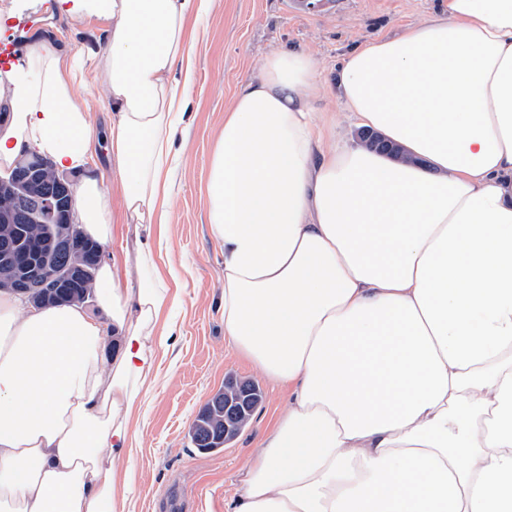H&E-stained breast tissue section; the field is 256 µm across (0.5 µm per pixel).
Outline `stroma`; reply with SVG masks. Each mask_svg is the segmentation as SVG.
<instances>
[{"mask_svg": "<svg viewBox=\"0 0 512 512\" xmlns=\"http://www.w3.org/2000/svg\"><path fill=\"white\" fill-rule=\"evenodd\" d=\"M51 0H0V40L17 34L18 60L0 69V86L31 67L28 46L46 37L74 49L104 45L103 26L80 22ZM438 0H325L308 8L304 0H214L198 24L195 81L188 89L190 111L179 138L185 143L170 222L162 228L161 268L178 274V301L166 318L175 327L167 353L159 354L157 380L138 420L129 462L135 474L133 512H224L242 470L256 454L263 433L284 409L288 392L269 381L245 355L224 344V258L209 234L204 183L211 149L224 127V111L238 85L252 75L267 52L294 46L318 62L328 86L314 103L332 113L336 133L355 142L357 129L329 83L353 45L392 37L429 18ZM26 19L28 31L13 24ZM78 95L91 121L105 127L111 103L102 71L87 68ZM249 378L263 391L262 404L234 442L214 453L193 448L189 430L202 406L228 374Z\"/></svg>", "mask_w": 512, "mask_h": 512, "instance_id": "35a3bbf8", "label": "stroma"}]
</instances>
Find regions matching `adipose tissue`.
<instances>
[{
    "instance_id": "adipose-tissue-1",
    "label": "adipose tissue",
    "mask_w": 512,
    "mask_h": 512,
    "mask_svg": "<svg viewBox=\"0 0 512 512\" xmlns=\"http://www.w3.org/2000/svg\"><path fill=\"white\" fill-rule=\"evenodd\" d=\"M446 2L336 71L346 112L408 161L337 142L301 49L265 54L224 113L205 184L224 342L288 391L225 512H512V0ZM59 3L107 25L90 57L134 241L103 253L92 304L0 291V512H129L118 463L173 334L155 227L181 162L189 23L213 0ZM29 57L0 164L36 151L72 174L80 231L108 245L79 54L40 38Z\"/></svg>"
}]
</instances>
